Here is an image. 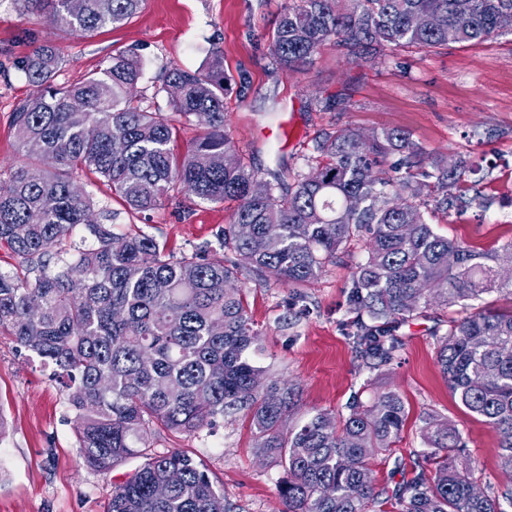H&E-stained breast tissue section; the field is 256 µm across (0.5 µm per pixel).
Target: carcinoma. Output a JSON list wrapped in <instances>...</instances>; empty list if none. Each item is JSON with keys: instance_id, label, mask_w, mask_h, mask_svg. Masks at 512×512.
Wrapping results in <instances>:
<instances>
[{"instance_id": "obj_1", "label": "carcinoma", "mask_w": 512, "mask_h": 512, "mask_svg": "<svg viewBox=\"0 0 512 512\" xmlns=\"http://www.w3.org/2000/svg\"><path fill=\"white\" fill-rule=\"evenodd\" d=\"M46 10L59 29L90 34L123 25L143 0H19ZM512 0H292L272 33L276 66L295 71L335 39L348 61L365 60L372 46L432 49L479 42L500 33ZM423 14L430 23L411 26ZM61 59L42 41L21 69L33 94L13 112L12 127L28 164L0 181V247L41 271L34 281L0 272V329L63 380L76 412L80 457L102 473L134 457L144 462L112 491L108 512H231L200 462L172 451L148 456L141 449L149 423L194 433L219 416L249 419L262 456L286 472L280 487L286 512H501L512 503V315L475 302L508 291L512 239L490 251L438 234L421 210L419 195L433 188V208L448 202L465 180V161L450 171L444 158L419 146L410 133L383 129L364 147L354 133H327L317 145L324 158L312 179L293 186L258 181L224 133V57L216 50L202 69L169 70L162 85L174 114L203 129L186 152H175L172 120L133 104L140 78L137 56L112 58L84 81L58 86ZM55 158L50 170L32 167ZM88 170L138 213L161 208L180 187L199 200L236 202L217 234L232 264L199 254L175 257L144 233L115 234L92 222L93 198L75 188L74 173ZM357 196L350 210L344 199ZM248 224L247 237L236 226ZM97 245L65 261L52 254L78 226ZM364 258L346 285L357 313L355 351L366 368L391 364L402 341L396 329L433 305H460L464 316L439 338L436 360L461 404L500 436L501 496L474 494L472 462L461 432L441 416H420L426 449L417 460L433 466L396 489L375 487L366 449L389 452L407 417L395 390L377 392L369 406L354 401L349 413L318 411L288 434L281 428L296 390L272 380L254 362L258 341L241 298L245 272L272 269L287 285L317 278L357 237ZM456 264L448 265V255ZM180 473L167 494L153 486Z\"/></svg>"}]
</instances>
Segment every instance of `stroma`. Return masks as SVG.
<instances>
[{"label":"stroma","instance_id":"35a3bbf8","mask_svg":"<svg viewBox=\"0 0 512 512\" xmlns=\"http://www.w3.org/2000/svg\"><path fill=\"white\" fill-rule=\"evenodd\" d=\"M288 0H145L125 24L85 36L56 29L48 12L24 10L20 0H0V174L24 164L12 114L32 86L21 62L34 40L56 48L57 85L66 86L106 68L113 55L134 52L141 77L136 103L170 115L161 86L166 71L201 68L213 51L224 55L228 77L246 73V96H224V130L230 145L264 180L311 173L322 132L364 135L388 128L411 133L426 150L472 165L461 187L462 201L447 213L428 214L436 232L491 250L512 239V222L499 221L512 198V32L484 42L451 43L428 52L386 46L375 62L349 63L346 51L328 42L312 66L281 72L273 66L271 33ZM292 115L291 134L280 132ZM76 183L98 209L113 212L115 231L153 236L174 255L205 252L213 261L233 260L216 234L228 224L233 203H211L175 194L158 210L129 213L94 174L81 171ZM355 242L319 276L292 288L272 273L242 275L239 284L248 314L260 333L253 358L270 374L298 387L297 402L283 428L291 430L318 411L343 412L353 396L371 402L383 387L403 396L408 418L393 456L372 455L375 486L395 487L418 474L414 454L423 450L419 416L433 411L457 427L474 460L473 480L482 489L498 485L500 436L470 413L448 386L436 362L437 333L463 316L461 307L432 308L398 331L397 359L372 372L355 354L350 334L356 319L345 286L363 258ZM0 416L8 431L0 438V512H108L115 486L141 465L128 459L107 473L83 467L75 412L67 392L13 337L0 333ZM248 418H217L195 434L153 425L146 450L185 451L200 460L236 512H284L280 464L260 456ZM407 461L393 470L394 457Z\"/></svg>","mask_w":512,"mask_h":512}]
</instances>
